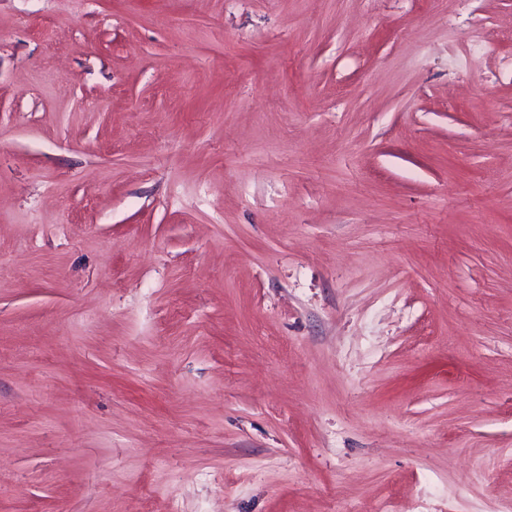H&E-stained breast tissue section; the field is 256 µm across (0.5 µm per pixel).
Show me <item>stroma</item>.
Segmentation results:
<instances>
[{"label":"stroma","instance_id":"1","mask_svg":"<svg viewBox=\"0 0 512 512\" xmlns=\"http://www.w3.org/2000/svg\"><path fill=\"white\" fill-rule=\"evenodd\" d=\"M512 512V0H0V512Z\"/></svg>","mask_w":512,"mask_h":512}]
</instances>
